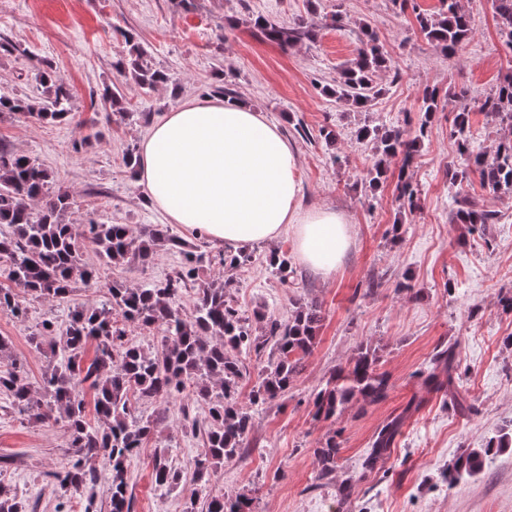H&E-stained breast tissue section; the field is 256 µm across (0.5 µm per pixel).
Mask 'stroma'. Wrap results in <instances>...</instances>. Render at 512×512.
<instances>
[{
	"label": "stroma",
	"instance_id": "1",
	"mask_svg": "<svg viewBox=\"0 0 512 512\" xmlns=\"http://www.w3.org/2000/svg\"><path fill=\"white\" fill-rule=\"evenodd\" d=\"M461 5L471 34L449 55L427 41L416 21L417 14L437 12L440 0H192L187 8L179 0H0V93L40 101L45 87L33 69L39 60L74 93V117L63 123L0 116V145L36 157L55 187L72 193V224H126L137 232L165 223L144 200L123 156L166 112L212 97L224 84L230 100L279 125L294 145L303 205L336 209L350 225V245L328 277L300 263L285 281L272 272L268 256L292 252L290 235L274 246L251 245L252 263L230 275L232 306L251 322L259 311L284 319L293 301H317L323 320L315 347L284 397L252 407L247 451L205 483L195 472L203 436L182 424L183 411L200 416L204 404L134 401L136 414L157 420L158 427L129 465L133 512H183L194 492L202 498L245 493L256 512H512V448L487 460L474 477L452 486L444 478L459 454L485 447L512 421V312L499 305L512 290V195L490 193L475 177L458 188L448 176L460 162L449 130L461 103L473 107L474 151L493 154L501 131L475 105L512 73V51L499 34L493 0ZM259 15L307 23L316 37L281 47L254 29ZM363 21L376 31L389 67L376 79L381 95L356 110L326 90L356 57ZM127 32L145 49L148 67L170 72L176 84L143 88L115 69ZM109 85L122 92V113L103 98ZM426 87L438 88L441 110L408 169L417 207L402 215L400 158L390 160L382 188L365 190L362 178L375 155L354 132L369 123L415 134ZM323 128L335 133V142L320 137ZM460 194L501 214V222L476 232L452 223ZM84 260L108 280L135 287L166 278L181 256L163 248L146 265H106L88 248ZM100 299L78 283L61 301L22 297V316L0 312V336L10 340L0 371L16 359L30 381L39 382L51 359L31 348L30 334L46 320L64 328L73 308ZM362 343L379 349L380 368L392 384L388 398L378 404L355 399L338 419L314 420V394ZM451 346L476 408L471 415L457 412L444 392L419 377L438 350ZM396 417L400 433L384 466L363 473L360 463L374 435ZM334 431L341 442L335 477L355 478L345 501L337 499L334 484L319 485L313 455ZM71 456L62 423L28 421L0 391V485L23 512H84L88 506L110 512L104 483L76 492L50 483V473ZM158 457L179 473L177 487L155 484Z\"/></svg>",
	"mask_w": 512,
	"mask_h": 512
}]
</instances>
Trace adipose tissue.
<instances>
[{
  "mask_svg": "<svg viewBox=\"0 0 512 512\" xmlns=\"http://www.w3.org/2000/svg\"><path fill=\"white\" fill-rule=\"evenodd\" d=\"M138 155L147 199L227 251L288 231L298 260L327 277L350 243L344 214L303 207L297 156L280 128L242 104L186 102L153 125Z\"/></svg>",
  "mask_w": 512,
  "mask_h": 512,
  "instance_id": "obj_1",
  "label": "adipose tissue"
}]
</instances>
